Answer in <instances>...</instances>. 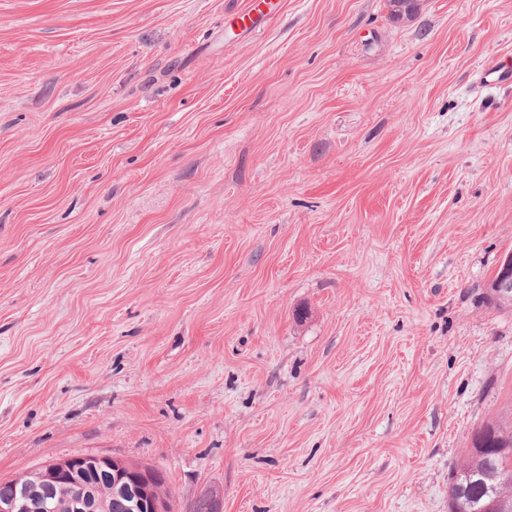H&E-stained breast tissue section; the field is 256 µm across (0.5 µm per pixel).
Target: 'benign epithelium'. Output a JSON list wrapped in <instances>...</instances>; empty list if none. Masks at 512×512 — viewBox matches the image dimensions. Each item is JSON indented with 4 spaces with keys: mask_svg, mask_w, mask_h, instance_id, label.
I'll return each instance as SVG.
<instances>
[{
    "mask_svg": "<svg viewBox=\"0 0 512 512\" xmlns=\"http://www.w3.org/2000/svg\"><path fill=\"white\" fill-rule=\"evenodd\" d=\"M490 288L501 297L512 296V254L499 264ZM163 481L161 472L150 467L104 456H65L43 462L29 478L13 480L19 490L0 499V512H56L54 494L63 485L72 490L69 512H107L112 505L124 512H172L160 492Z\"/></svg>",
    "mask_w": 512,
    "mask_h": 512,
    "instance_id": "1",
    "label": "benign epithelium"
}]
</instances>
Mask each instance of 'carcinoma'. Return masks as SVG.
<instances>
[{"instance_id":"cac0c4a2","label":"carcinoma","mask_w":512,"mask_h":512,"mask_svg":"<svg viewBox=\"0 0 512 512\" xmlns=\"http://www.w3.org/2000/svg\"><path fill=\"white\" fill-rule=\"evenodd\" d=\"M494 429L483 452L465 454L461 464L455 467L458 481L452 492L457 512H479L491 496H498L506 507L512 508V458L500 453V449L512 446V415L492 419L475 428Z\"/></svg>"}]
</instances>
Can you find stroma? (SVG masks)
<instances>
[{"label":"stroma","instance_id":"obj_1","mask_svg":"<svg viewBox=\"0 0 512 512\" xmlns=\"http://www.w3.org/2000/svg\"><path fill=\"white\" fill-rule=\"evenodd\" d=\"M253 3L0 0V480L448 512L512 402V0ZM489 287L501 297L512 296V254L507 255L501 261L498 266V274Z\"/></svg>","mask_w":512,"mask_h":512}]
</instances>
